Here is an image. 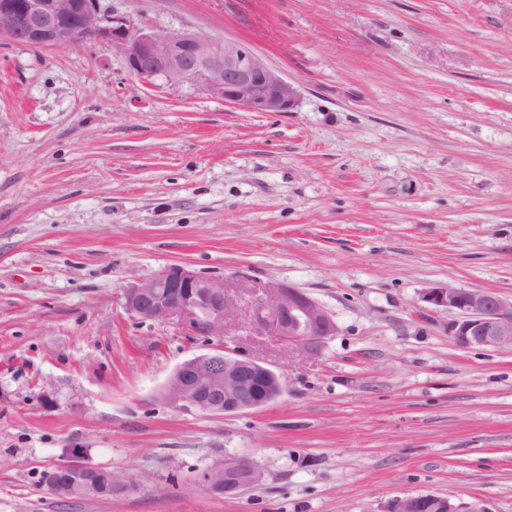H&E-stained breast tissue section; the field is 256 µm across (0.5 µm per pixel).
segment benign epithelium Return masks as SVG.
Listing matches in <instances>:
<instances>
[{
    "instance_id": "benign-epithelium-1",
    "label": "benign epithelium",
    "mask_w": 512,
    "mask_h": 512,
    "mask_svg": "<svg viewBox=\"0 0 512 512\" xmlns=\"http://www.w3.org/2000/svg\"><path fill=\"white\" fill-rule=\"evenodd\" d=\"M103 22L96 0H0L1 39L47 47L105 36L145 83L187 86L250 112H291L298 104V88L239 40L135 29L123 18H114L107 26ZM425 301L455 314L448 333L458 344L512 348V301L452 285L430 289ZM124 309L142 322L175 324L193 335L219 338L244 317L256 334L284 340L312 357L320 355L338 332L334 316L307 293L277 280L254 282L241 271L210 278L183 265H170L128 288ZM283 393L277 371L221 346L176 366L159 399L175 408L226 415L265 407ZM96 470L74 456L46 471V486L62 492L72 478ZM259 478L252 458L231 455L200 473L199 483L212 494L232 496ZM426 509L492 512L483 503L434 494L394 499L382 512Z\"/></svg>"
}]
</instances>
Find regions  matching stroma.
Returning a JSON list of instances; mask_svg holds the SVG:
<instances>
[{"label":"stroma","instance_id":"stroma-1","mask_svg":"<svg viewBox=\"0 0 512 512\" xmlns=\"http://www.w3.org/2000/svg\"><path fill=\"white\" fill-rule=\"evenodd\" d=\"M104 19L245 43L300 93L249 112L131 74L110 39H0V512H381L419 493L512 512V350L463 347L428 289L512 298V0H99ZM181 264L306 292L312 358L246 324L141 322ZM226 345L285 392L215 415L157 397ZM139 481L63 501L45 470ZM259 482L197 483L225 456ZM260 469L247 456L231 455L224 463L207 468L199 476L200 485L215 495H237L258 482ZM100 468L86 463L84 460H81L80 456H74L64 462L55 464L46 471V486L52 491L63 492L64 489L69 488L71 483ZM66 476H76V479H64Z\"/></svg>","mask_w":512,"mask_h":512}]
</instances>
